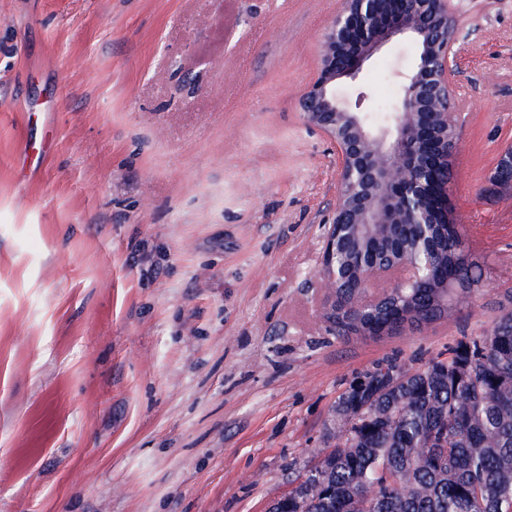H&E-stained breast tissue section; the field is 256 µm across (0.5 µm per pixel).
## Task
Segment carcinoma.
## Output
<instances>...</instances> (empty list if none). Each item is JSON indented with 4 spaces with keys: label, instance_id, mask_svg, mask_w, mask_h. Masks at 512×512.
I'll list each match as a JSON object with an SVG mask.
<instances>
[{
    "label": "carcinoma",
    "instance_id": "cac0c4a2",
    "mask_svg": "<svg viewBox=\"0 0 512 512\" xmlns=\"http://www.w3.org/2000/svg\"><path fill=\"white\" fill-rule=\"evenodd\" d=\"M418 250L427 275L482 280L464 247ZM355 312L336 326L350 337ZM342 431L270 512H512V313L424 370L377 364L340 397ZM378 488L373 498L369 487Z\"/></svg>",
    "mask_w": 512,
    "mask_h": 512
}]
</instances>
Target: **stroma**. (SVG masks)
<instances>
[{
	"instance_id": "35a3bbf8",
	"label": "stroma",
	"mask_w": 512,
	"mask_h": 512,
	"mask_svg": "<svg viewBox=\"0 0 512 512\" xmlns=\"http://www.w3.org/2000/svg\"><path fill=\"white\" fill-rule=\"evenodd\" d=\"M339 0H0V512H268L377 363L512 312V0H453L450 205L484 268L446 319L341 338L336 149L299 98ZM411 43L338 92L395 91ZM490 183L496 182L503 188L512 187V147L504 148L496 159V162L488 177Z\"/></svg>"
}]
</instances>
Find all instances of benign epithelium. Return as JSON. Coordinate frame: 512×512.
Segmentation results:
<instances>
[{
  "instance_id": "7a95c632",
  "label": "benign epithelium",
  "mask_w": 512,
  "mask_h": 512,
  "mask_svg": "<svg viewBox=\"0 0 512 512\" xmlns=\"http://www.w3.org/2000/svg\"><path fill=\"white\" fill-rule=\"evenodd\" d=\"M450 0H340L320 42L317 76L300 100L305 122L336 147V207L328 226L322 274L328 302L339 294L346 272L336 268V253L348 247L356 224H421L431 230L453 225L463 236L449 206L452 159L460 143L456 112L457 56L452 33L456 18ZM423 38L414 65L397 70L393 112L373 124L336 94V86L357 79L364 65L398 40ZM489 182L512 187V147L504 148ZM361 294L355 308L374 312L389 305L382 328L370 324L360 336L388 335L422 325L421 309L411 299L397 300L403 288H427L434 320L446 316L448 278L425 277L406 258L405 246L379 258L358 253L352 262Z\"/></svg>"
}]
</instances>
